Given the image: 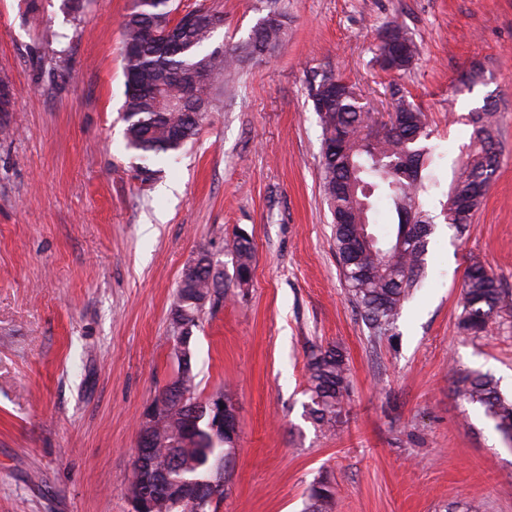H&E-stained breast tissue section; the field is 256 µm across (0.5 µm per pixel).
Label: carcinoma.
Returning a JSON list of instances; mask_svg holds the SVG:
<instances>
[{
    "mask_svg": "<svg viewBox=\"0 0 512 512\" xmlns=\"http://www.w3.org/2000/svg\"><path fill=\"white\" fill-rule=\"evenodd\" d=\"M175 8H160L141 13L128 12L122 21V45L136 50L122 53L125 76V101L122 121L126 147L140 160L138 177L147 182L155 179L158 170L149 166L155 161L177 158L199 132L201 122L210 107V89L214 79L229 76L236 56L268 53L277 48L286 35L281 15L269 23H260L252 37L233 51L204 52L205 44L219 26L224 15L215 12L213 18H203L195 27L185 30L186 51L171 54L163 42V33L174 24ZM397 36L406 43L407 55L399 61L395 73H405L417 55V46L400 29ZM314 111L322 128L321 180L325 200L332 215L346 211L354 215L355 224H336L333 240L336 258L353 299L362 310L366 325L380 330L395 321L404 303L422 287L424 254L430 221L423 209L421 196L430 188H440L434 175L441 155L426 145L431 135L428 115L405 97L396 100V108L404 114L402 123L391 129L390 135L376 143L361 136L365 124L359 105L346 97H336L312 91ZM473 131L446 192L445 219L456 228L472 223L487 191L481 179L489 175V155L499 162L496 138L499 117L497 109L486 104L471 113ZM371 190V199L386 201L398 218L396 229L382 238L369 237V212L361 209L363 186ZM414 218L419 235L411 241L402 238L408 218ZM235 270L240 278L252 275L254 251L252 241L242 238L231 246ZM224 280L217 279L202 267L178 283L176 307L170 309L169 327L176 333L188 312V329L198 326L203 306L208 299L214 306L224 300ZM509 306V292L501 287L499 278L477 261L466 269L459 325L467 333L482 331L487 321L500 309ZM309 414L313 422L331 430L342 412L348 390V368L343 355L334 348L311 352L306 361ZM454 391L464 402L477 406L504 438L512 439V397L504 395L498 381L482 372L454 373ZM202 400L198 416L199 440L191 447L173 448L163 442L157 448L158 463H168L177 455L183 468L168 470L169 482L195 480L212 487L217 499H222L231 482L235 446L232 438L210 440L211 414ZM333 495L323 483L311 488L305 512H332Z\"/></svg>",
    "mask_w": 512,
    "mask_h": 512,
    "instance_id": "1",
    "label": "carcinoma"
}]
</instances>
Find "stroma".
Instances as JSON below:
<instances>
[{
	"instance_id": "obj_1",
	"label": "stroma",
	"mask_w": 512,
	"mask_h": 512,
	"mask_svg": "<svg viewBox=\"0 0 512 512\" xmlns=\"http://www.w3.org/2000/svg\"><path fill=\"white\" fill-rule=\"evenodd\" d=\"M223 13L210 48L248 40L284 13L286 40L240 57L216 83L195 141L149 183L121 120V22L131 0H0V78L16 98L0 138V512H131L139 423L177 372L168 314L180 274L215 252L227 298L192 344L198 393L231 389L239 440L217 512H301L326 482L333 512H512V445L453 392L451 368L512 394V308L479 335L458 327L478 261L512 293V0H177ZM419 55L382 71L384 28ZM483 70L469 87L462 76ZM332 76L387 119L399 96L425 110L443 151L426 278L380 333L365 325L336 261L321 188L311 89ZM499 115L500 160L465 231L446 224L448 186L472 133ZM247 233V285L229 247ZM339 350L350 387L340 423L309 415L312 348Z\"/></svg>"
}]
</instances>
